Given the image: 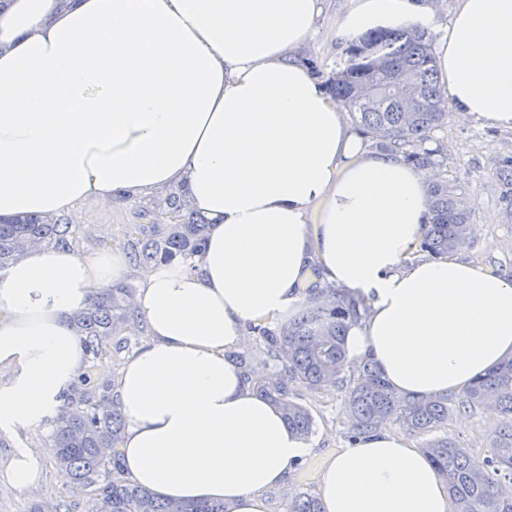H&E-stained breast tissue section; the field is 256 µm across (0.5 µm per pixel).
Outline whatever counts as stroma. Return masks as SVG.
Returning a JSON list of instances; mask_svg holds the SVG:
<instances>
[{"instance_id": "obj_1", "label": "stroma", "mask_w": 512, "mask_h": 512, "mask_svg": "<svg viewBox=\"0 0 512 512\" xmlns=\"http://www.w3.org/2000/svg\"><path fill=\"white\" fill-rule=\"evenodd\" d=\"M351 5L352 0H327L318 32L304 51V59L314 61L320 78H327L342 57L345 46L336 42L332 29ZM439 136L447 153L443 176L465 185L474 203L475 232L470 245L460 249V257L512 276V130L473 123L454 112ZM165 201L161 195L110 210L87 208L84 222L75 226L74 253L80 257L109 250L128 254L129 225L160 221ZM121 337L124 347L110 344L99 355L88 358L93 381L105 379L98 365L106 364L113 372H120L126 360L147 341L148 333L137 326L122 331ZM298 400L311 412L315 431L307 440V453L291 468L286 488L269 492L268 512H288L292 490L317 493L325 462L350 441L343 391L304 389ZM499 420V415L487 408L460 411L449 419L444 434L479 457L487 450ZM50 435L47 429L29 437L0 432L1 459L22 446L33 448L40 457L37 481L29 489L17 490L0 477V512H44L49 505L58 512H86L95 490L60 481V471L49 450Z\"/></svg>"}]
</instances>
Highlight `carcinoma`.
Here are the masks:
<instances>
[{
    "instance_id": "obj_1",
    "label": "carcinoma",
    "mask_w": 512,
    "mask_h": 512,
    "mask_svg": "<svg viewBox=\"0 0 512 512\" xmlns=\"http://www.w3.org/2000/svg\"><path fill=\"white\" fill-rule=\"evenodd\" d=\"M344 63L328 75L331 94L347 108L372 145L418 168L439 169L446 161L444 143L435 132L448 122L444 90L439 86L432 39L418 28L370 31L345 49ZM429 213L420 250L446 256L471 238L473 200L469 190L446 178L427 186ZM167 213L177 222L136 224L129 239L135 262L198 267L207 224L184 213L180 198H168ZM72 224L61 219L28 217L0 220V269L29 248L72 247ZM133 289L106 288L92 306L75 316L79 343L97 356L121 326L134 319ZM367 311L365 304L327 286L313 288L301 313L277 330L253 327L268 360L280 367L279 379L264 380L243 356L236 364L260 396L276 403L288 428L301 437L313 432L310 412L297 402L296 387L345 391L346 414L353 437L372 433L394 420L409 434L425 435L448 424V397H403L381 377L370 360L353 369L344 339L351 323ZM111 388L79 375L73 392L59 409L51 434L55 464L80 486H97L88 512H229L222 502L176 503L127 481L122 475L119 444L123 419L110 406ZM457 408L493 406L501 417L487 454L472 455L444 436L424 448L448 487L455 512H512V357L478 377L456 400ZM288 512H323L308 493L288 500Z\"/></svg>"
}]
</instances>
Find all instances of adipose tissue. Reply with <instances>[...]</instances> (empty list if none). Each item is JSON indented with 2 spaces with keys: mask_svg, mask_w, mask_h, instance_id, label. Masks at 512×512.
Instances as JSON below:
<instances>
[{
  "mask_svg": "<svg viewBox=\"0 0 512 512\" xmlns=\"http://www.w3.org/2000/svg\"><path fill=\"white\" fill-rule=\"evenodd\" d=\"M324 0H9L0 10V218L81 219L164 187L208 225L198 270L142 271L149 339L119 372L125 476L162 497L267 512L307 443L227 350L284 321L311 269L370 310L345 336L402 394L466 389L512 355V277L409 260L432 174L369 152L297 56ZM441 0H354L335 27L427 28ZM456 112L512 129V0H458L436 51ZM124 256L34 249L0 271V431L50 424L85 356L72 326ZM325 512H455L422 448L339 449Z\"/></svg>",
  "mask_w": 512,
  "mask_h": 512,
  "instance_id": "1",
  "label": "adipose tissue"
}]
</instances>
